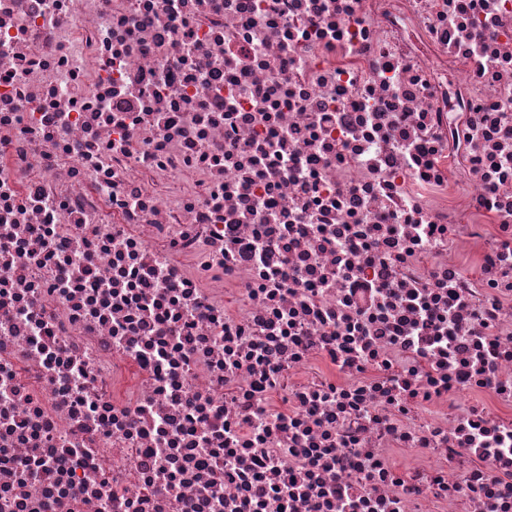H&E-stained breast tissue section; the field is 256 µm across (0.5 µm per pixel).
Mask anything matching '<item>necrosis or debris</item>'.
<instances>
[{
	"label": "necrosis or debris",
	"mask_w": 512,
	"mask_h": 512,
	"mask_svg": "<svg viewBox=\"0 0 512 512\" xmlns=\"http://www.w3.org/2000/svg\"><path fill=\"white\" fill-rule=\"evenodd\" d=\"M0 512H512V0H0Z\"/></svg>",
	"instance_id": "1"
}]
</instances>
